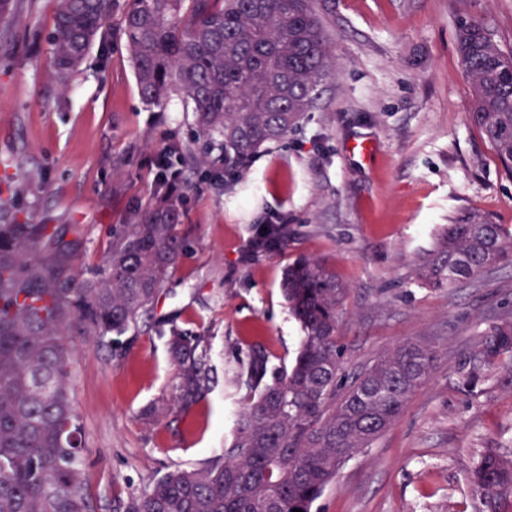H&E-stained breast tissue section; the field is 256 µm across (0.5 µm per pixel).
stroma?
Returning a JSON list of instances; mask_svg holds the SVG:
<instances>
[{"mask_svg": "<svg viewBox=\"0 0 512 512\" xmlns=\"http://www.w3.org/2000/svg\"><path fill=\"white\" fill-rule=\"evenodd\" d=\"M112 16L68 87L49 41L57 0H17L0 26V199L6 219L79 224L81 278L94 277L113 231L170 198L186 250L154 310L113 347L72 325L74 407L82 426L81 486L95 512L140 497L163 474L222 455L242 409L235 371L261 345L290 368L302 332L280 279L308 256L346 288L337 335L347 374L410 339L435 351L428 383L369 448L340 466L312 512H475L469 483L488 448L512 458V375L483 370L474 390L456 373L493 313L512 312V265L434 289L420 257L468 213L512 229V173L466 118L456 50L460 20H481L512 49V0H318L334 50L314 108L257 154L243 180L182 163L192 116L175 93L142 103L122 28ZM370 146L361 160L357 144ZM167 171H159L160 157ZM254 224H284L288 246L250 256ZM205 336L214 382L175 414L178 369L169 326Z\"/></svg>", "mask_w": 512, "mask_h": 512, "instance_id": "obj_1", "label": "stroma"}]
</instances>
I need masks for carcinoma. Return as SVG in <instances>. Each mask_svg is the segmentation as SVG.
I'll return each instance as SVG.
<instances>
[{
    "label": "carcinoma",
    "instance_id": "carcinoma-1",
    "mask_svg": "<svg viewBox=\"0 0 512 512\" xmlns=\"http://www.w3.org/2000/svg\"><path fill=\"white\" fill-rule=\"evenodd\" d=\"M113 0H57L50 35L56 76L67 85L112 13ZM123 31L138 94L160 105L181 92L192 114L199 162L233 179L298 125L330 75L333 47L314 0H130ZM456 45L468 85L466 118L512 169V52L479 20H460ZM174 204L149 206L112 235L99 277L73 272L80 225L0 224V512H92L80 483L81 428L71 397L72 322L112 344L151 311L185 250ZM288 243L285 224H254L249 253ZM512 263V235L469 216L446 226L418 276L433 287ZM304 333L285 372L252 351L237 371L247 391L224 455L169 471L125 512H311L340 465L374 442L430 379L434 352L406 342L348 378L336 331L346 288L328 265L302 256L281 281ZM177 408L210 390L205 337L175 327ZM512 369V316L495 315L458 368L471 391L503 357ZM480 512L512 503V459L487 448L469 473Z\"/></svg>",
    "mask_w": 512,
    "mask_h": 512
}]
</instances>
